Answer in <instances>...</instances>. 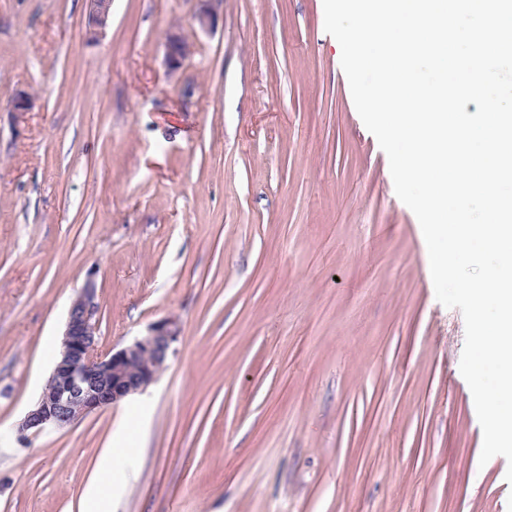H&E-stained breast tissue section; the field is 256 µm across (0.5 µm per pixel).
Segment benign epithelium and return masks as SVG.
Here are the masks:
<instances>
[{
	"label": "benign epithelium",
	"mask_w": 512,
	"mask_h": 512,
	"mask_svg": "<svg viewBox=\"0 0 512 512\" xmlns=\"http://www.w3.org/2000/svg\"><path fill=\"white\" fill-rule=\"evenodd\" d=\"M196 26L208 31L215 25V5L222 0H198ZM88 26L100 34L108 25L112 0H88ZM178 29L166 34V63L180 69L190 49ZM97 288L88 279L72 302L54 369L38 401L17 424L23 441L49 429L64 428L107 405H117L154 384L175 353L181 326L166 317L151 324L144 334L117 351L104 352L97 342Z\"/></svg>",
	"instance_id": "benign-epithelium-1"
}]
</instances>
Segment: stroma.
<instances>
[{
	"label": "stroma",
	"mask_w": 512,
	"mask_h": 512,
	"mask_svg": "<svg viewBox=\"0 0 512 512\" xmlns=\"http://www.w3.org/2000/svg\"><path fill=\"white\" fill-rule=\"evenodd\" d=\"M0 0V512H512L414 213L323 0ZM179 27L193 53L165 64ZM27 91L33 107L11 99ZM98 344L164 317L145 393L22 443L71 301ZM123 484L100 483L120 419ZM88 26L93 35L100 34L108 25L112 0H89Z\"/></svg>",
	"instance_id": "35a3bbf8"
}]
</instances>
